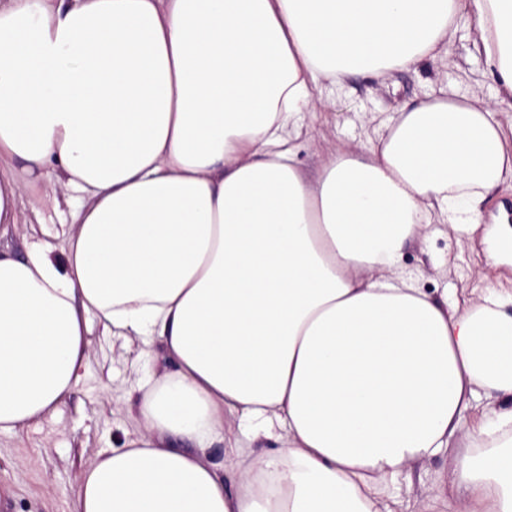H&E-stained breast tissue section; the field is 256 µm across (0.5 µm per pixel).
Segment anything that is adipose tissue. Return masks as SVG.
<instances>
[{"mask_svg": "<svg viewBox=\"0 0 512 512\" xmlns=\"http://www.w3.org/2000/svg\"><path fill=\"white\" fill-rule=\"evenodd\" d=\"M466 16L492 98L405 108L308 180L288 128L318 83L436 58ZM506 103L512 0H0V233L39 179L82 196L63 249L0 252V433L57 412L95 322L176 369L74 512H391L473 437L451 487L512 512V293L452 309L399 272L424 211L464 236L512 180ZM233 418L279 446L228 483L205 455Z\"/></svg>", "mask_w": 512, "mask_h": 512, "instance_id": "obj_1", "label": "adipose tissue"}]
</instances>
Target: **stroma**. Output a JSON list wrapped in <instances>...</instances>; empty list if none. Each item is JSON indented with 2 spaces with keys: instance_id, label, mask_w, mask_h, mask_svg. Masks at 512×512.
Here are the masks:
<instances>
[{
  "instance_id": "obj_1",
  "label": "stroma",
  "mask_w": 512,
  "mask_h": 512,
  "mask_svg": "<svg viewBox=\"0 0 512 512\" xmlns=\"http://www.w3.org/2000/svg\"><path fill=\"white\" fill-rule=\"evenodd\" d=\"M474 19H467L436 60L379 77L352 76L344 84H322L327 111L318 113L320 133L310 140L308 130L295 139L298 160L308 178H316L327 150L347 143L364 144L374 124L398 117L403 106L427 100L441 87L459 96L491 92L494 80L473 45ZM23 215L40 213L36 235L11 231L0 236V250L20 257L32 238L63 245L64 230L48 182L27 190L20 201ZM512 217V185L491 192L481 206L480 223L465 248H458L449 225L407 243L403 268L418 274L419 286L449 301L476 297L485 289L512 292V259L490 263L487 252L495 242L497 225ZM89 357L82 377L57 413L39 427L15 435L0 434V512H73L82 471L103 451L121 448L127 434L139 428L127 412L131 385L138 378H157L171 372L173 363L160 345L140 354L123 348L121 339L92 327ZM457 448L414 464L394 490L396 512H458L457 500L434 499L433 490L454 470Z\"/></svg>"
}]
</instances>
